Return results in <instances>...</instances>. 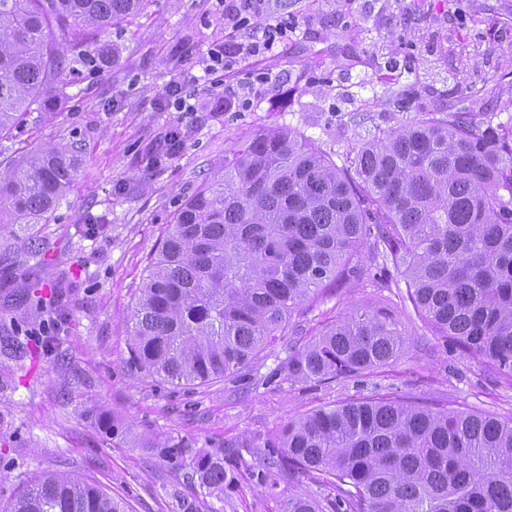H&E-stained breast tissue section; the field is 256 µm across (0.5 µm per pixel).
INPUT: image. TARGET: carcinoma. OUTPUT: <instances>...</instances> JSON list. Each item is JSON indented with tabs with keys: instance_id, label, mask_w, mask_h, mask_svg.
I'll use <instances>...</instances> for the list:
<instances>
[{
	"instance_id": "obj_1",
	"label": "carcinoma",
	"mask_w": 512,
	"mask_h": 512,
	"mask_svg": "<svg viewBox=\"0 0 512 512\" xmlns=\"http://www.w3.org/2000/svg\"><path fill=\"white\" fill-rule=\"evenodd\" d=\"M147 0H0V137L28 112L65 95L77 66L104 69L98 37ZM82 147L49 145L0 180V219L30 224L76 180ZM509 198H504V195ZM393 267L434 335L512 381V133L466 107L425 112L374 133L337 167L288 129L241 141L224 169L175 212L148 265L131 315L138 366L202 386L244 369L291 314L329 283ZM45 253L27 251L21 301L54 303L76 287L70 272L45 279ZM405 333L385 307H360L318 337L288 344L291 381L344 383L403 352ZM267 471L336 490L333 512H512V419L433 410L392 395L349 400L289 422L265 444ZM171 466L188 446L150 447ZM200 496L182 512H220L224 451L192 457ZM10 512H127L83 477L45 473ZM284 512H323L290 493Z\"/></svg>"
}]
</instances>
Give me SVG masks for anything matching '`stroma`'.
Masks as SVG:
<instances>
[{
  "mask_svg": "<svg viewBox=\"0 0 512 512\" xmlns=\"http://www.w3.org/2000/svg\"><path fill=\"white\" fill-rule=\"evenodd\" d=\"M282 19L292 30L275 56L210 74L207 52L230 30L223 0H147L104 35L111 68L80 73L54 111L27 113L0 140L5 169L50 144L83 148L78 176L52 213L0 229V330L29 348L20 358L0 351V512L41 473L60 469L122 497L129 512H179L176 495L200 488L190 467L153 456L149 441L169 438L223 450L224 512H282L292 491L336 497L303 477L273 481L264 467L263 443L313 410L394 393L512 419V382L437 339L397 272L386 288L364 277L320 289L290 318L308 341L365 304L397 314L404 353L345 386L288 381L285 336L239 375L203 387L170 384L132 362L130 316L151 257L179 205L248 134L293 130L341 166L371 133L465 95L474 121L512 122V0H263L252 23ZM187 74L193 111L161 109L164 88ZM391 89L405 90L403 102L388 99ZM227 93L232 110L215 111ZM178 122L183 150L152 163L150 146ZM30 240L77 275L64 326L54 307L14 301L27 289L19 246ZM52 334L58 344L42 353ZM116 422L123 434H113Z\"/></svg>",
  "mask_w": 512,
  "mask_h": 512,
  "instance_id": "35a3bbf8",
  "label": "stroma"
}]
</instances>
